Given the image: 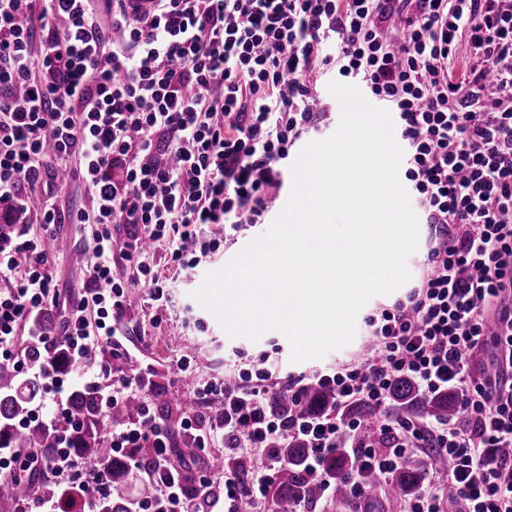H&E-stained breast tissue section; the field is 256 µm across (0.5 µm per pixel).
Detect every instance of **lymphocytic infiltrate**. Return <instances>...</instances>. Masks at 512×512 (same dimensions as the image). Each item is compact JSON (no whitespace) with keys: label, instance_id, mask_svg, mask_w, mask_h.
<instances>
[{"label":"lymphocytic infiltrate","instance_id":"1","mask_svg":"<svg viewBox=\"0 0 512 512\" xmlns=\"http://www.w3.org/2000/svg\"><path fill=\"white\" fill-rule=\"evenodd\" d=\"M125 0H0V364L41 380L38 421L53 447H0V485L26 472L92 488L100 512L112 474L74 448V387L98 397L99 422L139 398L136 413L104 439L114 458L150 486L130 512H238L265 498L283 466L281 448L303 441L305 478L332 490L324 459L338 435L363 469L388 478L411 449L446 469L408 512H512V0H155L143 17ZM466 46L471 64L455 76ZM336 73L394 115L404 183L426 251L405 297L366 319L370 358L282 379L274 366L240 373L237 387L208 380L197 392L224 416L183 418L179 431L204 451L224 442L239 460L261 452L250 476L190 475L169 463L174 433L150 400L154 371L129 344L120 318L132 283L150 306L168 305L159 263L198 266L220 239L257 224L280 195L283 167L303 136L320 132L322 76ZM78 180L89 207L52 202ZM35 214L40 234L20 222ZM91 225L90 286L64 309L58 336L37 315L55 298L44 238L58 225ZM121 255L137 271L112 274ZM26 331L31 350L19 349ZM112 359L93 361V347ZM400 378L425 392L455 390L460 417L400 420L388 412ZM333 409L283 419L266 398L310 385ZM378 417L359 438L348 408ZM150 449L142 458L141 449Z\"/></svg>","mask_w":512,"mask_h":512}]
</instances>
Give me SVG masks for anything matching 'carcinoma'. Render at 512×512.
<instances>
[{
    "label": "carcinoma",
    "instance_id": "obj_1",
    "mask_svg": "<svg viewBox=\"0 0 512 512\" xmlns=\"http://www.w3.org/2000/svg\"><path fill=\"white\" fill-rule=\"evenodd\" d=\"M40 384L19 382L13 372L0 365V442L19 448H49L53 445V437L40 428H30L24 433H17L10 423L27 413L28 405L37 394ZM391 398L397 405V411L403 418L417 415L454 417L460 411V401L453 393L440 395L428 394L416 388L409 380L399 379L393 383ZM268 405L283 418L296 417L303 412L326 409L333 405L331 394L318 387L308 389L304 400L294 401L288 390L281 388L272 392ZM97 396L92 392L75 393L69 404L70 415L79 423L78 431L73 433L74 445L80 454L94 466H106L111 461V454L100 440L101 427L96 416ZM157 407L162 412L167 424L177 426L182 408L168 400H160ZM348 439L340 436L336 440V451L327 456V470L336 478V497L350 498L348 477L359 469V459L347 451ZM286 464L279 471L271 484L268 493L267 512H293V507L301 500L314 502L321 498L322 488L317 482H307L302 478V462L310 454V449L298 442L288 444L279 449ZM445 459L432 454L425 460L408 457L403 460L397 473L390 482L391 491L395 494H415L424 481L426 470L444 465ZM210 468L216 471L234 470L238 468L236 458L229 454H217L209 459ZM128 503L122 493H108L102 504L106 508L102 512H129L125 507Z\"/></svg>",
    "mask_w": 512,
    "mask_h": 512
}]
</instances>
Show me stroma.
Returning a JSON list of instances; mask_svg holds the SVG:
<instances>
[{
    "label": "stroma",
    "instance_id": "1",
    "mask_svg": "<svg viewBox=\"0 0 512 512\" xmlns=\"http://www.w3.org/2000/svg\"><path fill=\"white\" fill-rule=\"evenodd\" d=\"M266 229L263 223L246 225L235 239L221 243L196 268L179 272L167 270L165 276L173 281L174 286L169 291L171 302L165 316H157L143 298L136 297L121 317L122 324L131 333V341L140 347L145 362L154 368L156 393L182 402L185 411L199 410L201 402L193 387V378L178 374L175 367L177 358L187 359L191 368L206 379H220L252 368L261 360L276 366L284 375H308L360 357L366 345V316L405 295L404 290L399 289L392 294L372 298L356 320L354 340L320 359L291 362L290 344L278 331L267 332L256 342L244 337H230L218 319L194 299L193 293L201 286L207 273L221 269L237 255L240 242L254 240ZM62 238L69 241V250L59 249L58 241ZM86 245V240L75 237L74 228L69 224L59 225L56 240L46 245L53 284L63 300H78L89 286L84 266L72 259L73 254L83 253Z\"/></svg>",
    "mask_w": 512,
    "mask_h": 512
}]
</instances>
